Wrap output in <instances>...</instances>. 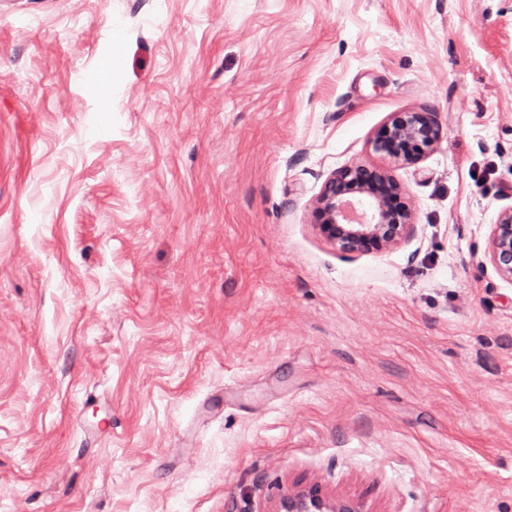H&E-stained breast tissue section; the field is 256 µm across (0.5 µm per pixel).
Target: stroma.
<instances>
[{"label": "stroma", "mask_w": 512, "mask_h": 512, "mask_svg": "<svg viewBox=\"0 0 512 512\" xmlns=\"http://www.w3.org/2000/svg\"><path fill=\"white\" fill-rule=\"evenodd\" d=\"M423 108L413 234L342 255ZM509 207L512 0L0 5V512H512ZM442 131L437 112H397L376 130L370 146L394 164L415 166L437 148ZM353 208L360 218L351 216ZM313 210L321 234L347 256L399 245L415 226L405 188L383 166L353 163L337 169L324 182ZM486 254L497 275L512 282V208L501 211L487 241ZM353 512L347 504H339L336 510H327L325 502L321 500L316 490H310L306 494L288 497L281 504L278 512Z\"/></svg>", "instance_id": "obj_1"}]
</instances>
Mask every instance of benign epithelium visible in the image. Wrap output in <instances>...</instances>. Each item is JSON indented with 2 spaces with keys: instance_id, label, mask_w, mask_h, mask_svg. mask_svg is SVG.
<instances>
[{
  "instance_id": "1",
  "label": "benign epithelium",
  "mask_w": 512,
  "mask_h": 512,
  "mask_svg": "<svg viewBox=\"0 0 512 512\" xmlns=\"http://www.w3.org/2000/svg\"><path fill=\"white\" fill-rule=\"evenodd\" d=\"M442 138L437 113L397 112L374 133L372 150L403 167L416 166ZM321 234L340 253L382 252L407 240L414 229L405 188L383 166L353 163L334 171L313 204ZM486 254L497 275L512 282V208L501 211L487 241ZM318 492L284 500L279 512H326Z\"/></svg>"
}]
</instances>
